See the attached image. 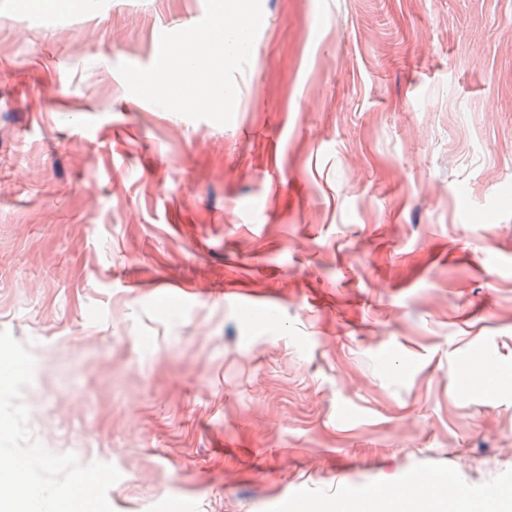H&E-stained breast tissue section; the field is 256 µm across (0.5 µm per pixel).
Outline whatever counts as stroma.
<instances>
[{
    "label": "stroma",
    "instance_id": "1",
    "mask_svg": "<svg viewBox=\"0 0 512 512\" xmlns=\"http://www.w3.org/2000/svg\"><path fill=\"white\" fill-rule=\"evenodd\" d=\"M24 2L0 0V329L34 343L33 438L114 465V512H330L447 477L497 512L512 0H262L226 125L117 70L206 0Z\"/></svg>",
    "mask_w": 512,
    "mask_h": 512
}]
</instances>
